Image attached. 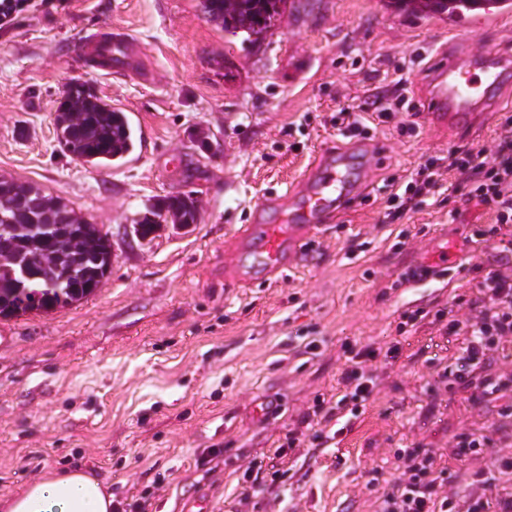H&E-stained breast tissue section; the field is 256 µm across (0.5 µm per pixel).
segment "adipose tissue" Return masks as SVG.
Wrapping results in <instances>:
<instances>
[{"mask_svg":"<svg viewBox=\"0 0 512 512\" xmlns=\"http://www.w3.org/2000/svg\"><path fill=\"white\" fill-rule=\"evenodd\" d=\"M0 512H112V495L82 469L46 474L0 498Z\"/></svg>","mask_w":512,"mask_h":512,"instance_id":"adipose-tissue-1","label":"adipose tissue"}]
</instances>
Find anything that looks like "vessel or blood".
Returning a JSON list of instances; mask_svg holds the SVG:
<instances>
[{
	"instance_id": "obj_1",
	"label": "vessel or blood",
	"mask_w": 512,
	"mask_h": 512,
	"mask_svg": "<svg viewBox=\"0 0 512 512\" xmlns=\"http://www.w3.org/2000/svg\"><path fill=\"white\" fill-rule=\"evenodd\" d=\"M93 50L108 68L130 65L126 39L116 36L94 42ZM430 93L423 102L429 122L452 133L472 130L500 105V93L512 84V58L489 47L480 53H448L435 58L425 71ZM368 153L358 148L326 149L315 158L298 186L281 198L263 203L251 224L235 235L236 246L224 264L226 280L241 285L249 276L241 256H256L266 277L294 268L304 245L356 203L367 185ZM453 261L447 252L424 258L417 269L423 280L445 278Z\"/></svg>"
}]
</instances>
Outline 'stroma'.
<instances>
[{
  "mask_svg": "<svg viewBox=\"0 0 512 512\" xmlns=\"http://www.w3.org/2000/svg\"><path fill=\"white\" fill-rule=\"evenodd\" d=\"M127 33L132 65L105 71L79 48ZM512 51V30L477 20L398 16L384 0H288L267 36L242 41L216 28L198 0H20L0 20V175L41 187L99 225L112 243V272L89 297L48 312L0 318V497L35 476L82 467L127 512L156 485L163 508L181 512H377L376 489L391 482L405 449L435 452L446 488L474 492L484 471L512 491V391L475 403L463 339L430 315L478 309L479 283L499 251L476 242L489 207L442 189L394 223L383 221L385 178L405 177L457 147L492 146L498 114L477 134L453 137L415 115L369 134L333 125L341 108L390 93L403 80L411 104L423 67L439 52L486 46ZM89 80L130 115L142 136L137 159L84 166L65 154L54 117L67 82ZM381 143L363 200L309 244L304 268L244 288L224 285V249L261 202L283 194L322 144ZM198 202L196 224L163 225L152 240L130 234L158 200ZM441 238L455 266L445 280L413 278ZM364 251L350 253L352 242ZM428 316L405 333V314ZM316 342L309 353L307 342ZM399 342L395 363L375 362L377 387L351 419L348 446L308 429L278 456L317 395L339 392L344 351ZM280 410L256 418L253 402ZM486 437L469 461L448 456L456 435ZM217 471L207 474L209 452ZM262 464L267 483L242 501L243 473ZM280 478L271 479L272 470Z\"/></svg>",
  "mask_w": 512,
  "mask_h": 512,
  "instance_id": "stroma-1",
  "label": "stroma"
}]
</instances>
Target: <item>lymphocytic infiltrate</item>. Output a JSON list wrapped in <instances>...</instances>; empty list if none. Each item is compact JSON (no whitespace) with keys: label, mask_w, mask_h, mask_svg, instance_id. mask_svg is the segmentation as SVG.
Instances as JSON below:
<instances>
[{"label":"lymphocytic infiltrate","mask_w":512,"mask_h":512,"mask_svg":"<svg viewBox=\"0 0 512 512\" xmlns=\"http://www.w3.org/2000/svg\"><path fill=\"white\" fill-rule=\"evenodd\" d=\"M405 98L402 86L398 85L392 96L367 97L358 110L338 112L336 120L356 131L361 125V113L366 112L387 124L395 119L394 109ZM447 172L456 174L458 186L468 188L470 197L489 206L491 223L483 229V236L494 238L512 227V114L503 113L493 148L462 146L415 168L407 180L392 179L389 199L394 206L387 214L388 219H400L416 208L423 197L441 188ZM479 291L484 303L482 310L474 316L452 318L442 330L465 336L463 360L470 369L471 385L478 398L484 400L512 386L511 373H492L486 366L491 353L512 342V275L487 271ZM398 352L395 344L383 353L369 345L350 350L341 372L340 398H316L312 410L303 415V424L331 423L345 409L354 417L362 414L374 393V360L381 356L389 361ZM441 475L434 453H404L398 477L377 497L378 512H512V493L493 501L482 495L462 496L444 491Z\"/></svg>","instance_id":"1"}]
</instances>
